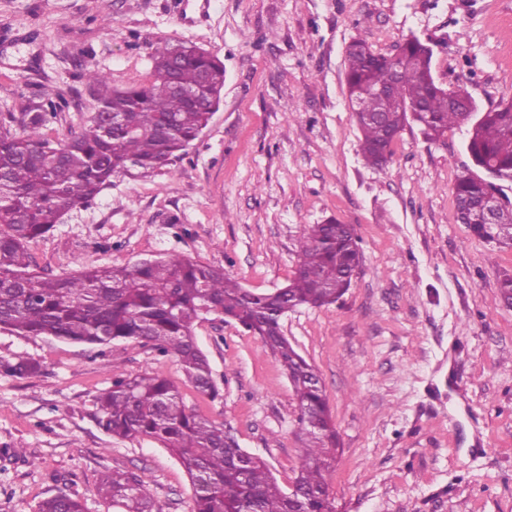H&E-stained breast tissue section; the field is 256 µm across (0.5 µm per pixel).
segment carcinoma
<instances>
[{
    "mask_svg": "<svg viewBox=\"0 0 512 512\" xmlns=\"http://www.w3.org/2000/svg\"><path fill=\"white\" fill-rule=\"evenodd\" d=\"M397 53L396 59L377 53L361 39L346 47L347 88L390 90L383 100L363 103L364 111L380 113V122H357L360 150L371 165L410 119L431 140L470 122L448 106L452 91L435 81L425 44L409 39ZM85 76L97 87V107L67 140L44 132L49 117L62 108L49 96L29 103L19 131L0 129V330L91 346L145 342L175 357L188 382L215 399L220 393L192 327L205 314L224 315L260 339L292 385L298 425L308 439L295 477L301 503L288 502L268 465L240 448L224 426L190 408L165 378H115L97 397L99 425L116 438H148L168 449L190 477L191 512H334L326 473L336 461L339 434L316 369L284 335L281 319L296 308L333 304L350 288L361 262L354 229L335 219L304 226L293 275L264 293L180 255L70 275L38 271L29 242L49 233L66 212L95 199L113 178L133 168L144 175L171 170L207 126L224 88L221 61L186 43L156 47L151 80L142 86L114 89L94 68ZM467 149L478 168L491 164L512 175V100L483 113ZM486 195L485 183L472 175L458 177L453 187L456 210L466 209V224L475 235L512 244V202L501 209L500 223L489 224L482 206ZM3 370L25 377L39 365L20 358L3 364ZM99 491L122 512H154L147 483L132 471L101 476ZM39 512H84V507L59 494L44 500Z\"/></svg>",
    "mask_w": 512,
    "mask_h": 512,
    "instance_id": "cac0c4a2",
    "label": "carcinoma"
}]
</instances>
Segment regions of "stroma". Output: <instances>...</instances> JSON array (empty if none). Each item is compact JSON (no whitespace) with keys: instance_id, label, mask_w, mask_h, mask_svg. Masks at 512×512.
I'll list each match as a JSON object with an SVG mask.
<instances>
[{"instance_id":"stroma-1","label":"stroma","mask_w":512,"mask_h":512,"mask_svg":"<svg viewBox=\"0 0 512 512\" xmlns=\"http://www.w3.org/2000/svg\"><path fill=\"white\" fill-rule=\"evenodd\" d=\"M412 36L432 47L435 79L479 110L512 98V0H0V120L45 85L66 102L47 128L63 141L97 106L82 68L122 88L148 83L161 43L218 56L222 100L187 156L169 173L114 178L29 244L35 263L65 275L176 254L266 292L292 276L302 226L351 225L362 253L351 288L282 318L340 436L327 476L336 512H512V306L499 298L512 246L457 219L468 128L429 141L407 125L373 167L348 107L347 44L390 54ZM193 335L218 398L147 344L0 331V362L40 366L0 372V512H38L60 493L118 512L97 491L113 469L142 475L157 512H191L168 449L99 426L95 399L122 374L166 378L289 485L305 440L280 364L222 314Z\"/></svg>"}]
</instances>
